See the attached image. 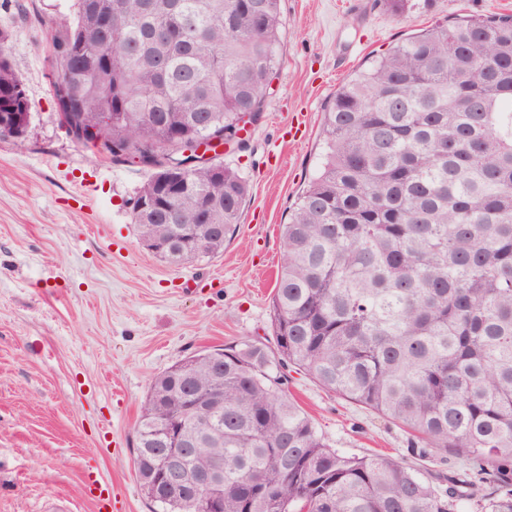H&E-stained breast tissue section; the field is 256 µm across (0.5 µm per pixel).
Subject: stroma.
I'll return each instance as SVG.
<instances>
[{"label": "stroma", "mask_w": 512, "mask_h": 512, "mask_svg": "<svg viewBox=\"0 0 512 512\" xmlns=\"http://www.w3.org/2000/svg\"><path fill=\"white\" fill-rule=\"evenodd\" d=\"M282 0L279 64L248 151H225L250 184L223 252L175 267L148 251L129 201L147 178L65 133L48 59L74 0H0V50L29 102L23 139H0V512H95L87 471L112 512H150L133 466L154 376L196 352L271 338L281 226L317 175L324 113L375 56L437 23L512 14V0ZM287 390L326 444L405 458L406 433L291 373ZM84 490L87 497L95 504L98 512H108L109 508L112 511V498L110 494L90 474L85 475ZM105 492L107 493L105 494Z\"/></svg>", "instance_id": "1"}]
</instances>
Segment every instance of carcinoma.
<instances>
[{
	"instance_id": "obj_1",
	"label": "carcinoma",
	"mask_w": 512,
	"mask_h": 512,
	"mask_svg": "<svg viewBox=\"0 0 512 512\" xmlns=\"http://www.w3.org/2000/svg\"><path fill=\"white\" fill-rule=\"evenodd\" d=\"M281 0H75L49 42L54 97L77 141L149 170L140 238L182 265L224 250L249 182L214 157L173 196L165 163L231 139L263 111ZM22 82L0 54V99ZM324 161L283 225L273 346L188 356L156 375L134 468L157 512L206 489L160 482L193 449L224 512H512V15L408 37L342 85ZM409 435L407 458L329 447L283 391L288 370ZM459 460L437 489L416 462Z\"/></svg>"
}]
</instances>
